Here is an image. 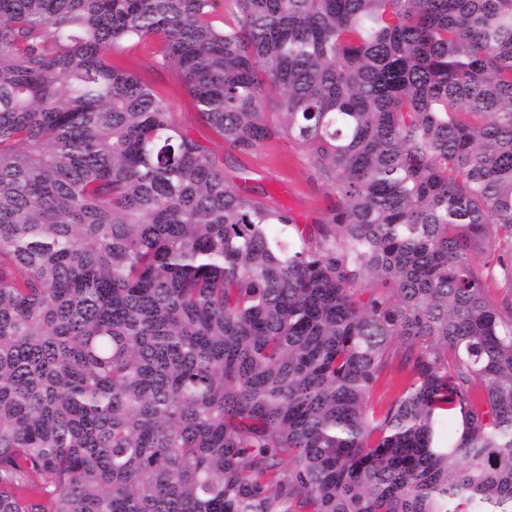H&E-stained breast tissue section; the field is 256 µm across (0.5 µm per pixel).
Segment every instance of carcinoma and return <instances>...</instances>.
<instances>
[{
    "instance_id": "cac0c4a2",
    "label": "carcinoma",
    "mask_w": 512,
    "mask_h": 512,
    "mask_svg": "<svg viewBox=\"0 0 512 512\" xmlns=\"http://www.w3.org/2000/svg\"><path fill=\"white\" fill-rule=\"evenodd\" d=\"M229 2L0 0V512H512V0ZM156 50L157 41L148 39L115 52L112 55V61L132 71L144 82L151 85L161 97L172 105V111L176 112L178 121L184 127L217 151L223 150L224 158H228L229 147L222 140L215 137L209 127L200 120L196 113L195 104L182 85L176 70L157 63L154 54ZM231 183L241 185L239 177L249 178V185L264 189L267 200L294 210L298 224H321L336 197L316 180L307 155L298 143L286 136L267 141L251 155L233 153ZM512 261V239L503 231H499L493 239L492 245L475 258V264L484 271L486 293L490 301L499 308L504 317L510 316L507 304L512 302V288L506 284L499 275V260ZM489 275L487 276V272Z\"/></svg>"
}]
</instances>
